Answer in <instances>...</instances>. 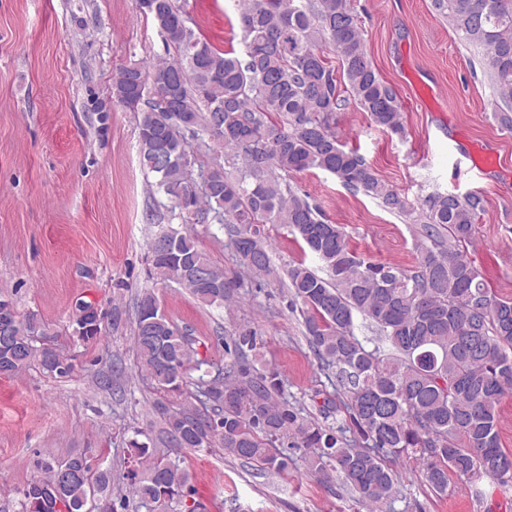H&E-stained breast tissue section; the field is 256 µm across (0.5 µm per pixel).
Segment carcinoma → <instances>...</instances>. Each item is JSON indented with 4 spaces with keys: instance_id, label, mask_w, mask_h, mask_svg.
I'll list each match as a JSON object with an SVG mask.
<instances>
[{
    "instance_id": "carcinoma-1",
    "label": "carcinoma",
    "mask_w": 512,
    "mask_h": 512,
    "mask_svg": "<svg viewBox=\"0 0 512 512\" xmlns=\"http://www.w3.org/2000/svg\"><path fill=\"white\" fill-rule=\"evenodd\" d=\"M144 11L163 37L169 58L120 68L112 101L138 113L140 164L153 174L157 192L172 203L182 224H219L240 266L255 281L272 274L269 230L282 226L322 263L327 277L305 261L288 266L291 304L300 305L305 337L321 367L335 378L336 411L350 426H322L299 415L281 397L273 370L245 361L256 333L244 330L224 343V375L190 379L201 369L188 334L165 315L154 292L138 298L135 350L156 389L189 399L156 405L168 426L193 448L219 441L239 459L277 472L288 451L304 449L310 469L332 471L365 501L387 505L400 475L394 463L414 459L429 487L448 492V475L473 484L490 479L512 484V450L502 447L498 405L512 393V298L492 291L465 256L483 199L434 190L419 205L385 182L357 150L336 135V112L350 96L371 122L402 134L394 89L368 55L354 0H244L239 12L244 58L212 49L187 25L176 0H151ZM433 8L464 43L481 51L496 94L494 119L512 131V0H432ZM338 60L330 65L325 50ZM194 85L181 96L172 77ZM167 84L168 101L154 97ZM224 145V162L187 169L208 141ZM319 169L361 191L386 210L419 225L416 260L409 268L376 263L358 254L340 224L286 181L292 172ZM152 277L186 288L203 306L221 308L234 295L229 277L189 231H176L169 251L151 252ZM80 337L100 336L99 314L84 304ZM362 317L389 344L385 352L354 333ZM14 323L11 341L0 345V376L38 363L59 376L70 372L60 355L38 349L33 332L46 330L30 316L18 318L0 298V318ZM353 433V438L344 431ZM128 452L136 470L122 479L136 509L192 496L189 475L176 461L133 440ZM40 474L24 490L25 512H127L112 498V472L72 454L38 464Z\"/></svg>"
}]
</instances>
